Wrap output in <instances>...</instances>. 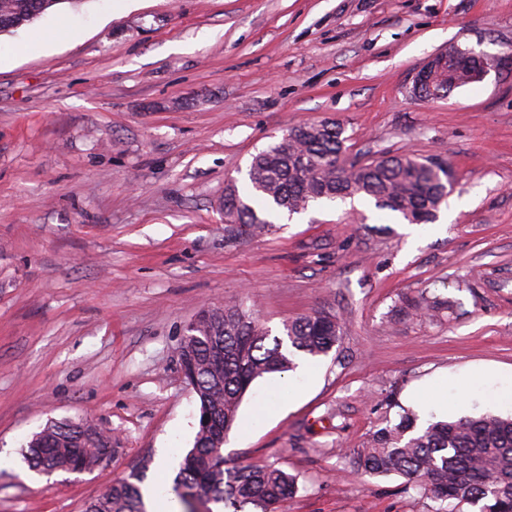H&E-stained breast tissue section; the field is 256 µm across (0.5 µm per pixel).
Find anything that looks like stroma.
Segmentation results:
<instances>
[{
	"instance_id": "stroma-1",
	"label": "stroma",
	"mask_w": 512,
	"mask_h": 512,
	"mask_svg": "<svg viewBox=\"0 0 512 512\" xmlns=\"http://www.w3.org/2000/svg\"><path fill=\"white\" fill-rule=\"evenodd\" d=\"M71 39L52 34L60 22ZM26 52H16L21 41ZM497 60L441 99L412 75L449 47ZM333 119L348 160L431 157L454 172L408 242L373 201L321 200L264 233H228L224 187L297 124ZM450 308L416 317L410 304ZM246 300L272 332L337 317L315 376L257 379L224 465L297 479L278 512H474L350 454L414 411L512 413V0H64L0 34V512H85L113 482L172 487L198 403L178 346L199 312ZM297 394L265 409L283 385ZM88 420L115 452L45 475L49 422Z\"/></svg>"
}]
</instances>
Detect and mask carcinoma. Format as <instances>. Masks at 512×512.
<instances>
[{
	"label": "carcinoma",
	"instance_id": "obj_1",
	"mask_svg": "<svg viewBox=\"0 0 512 512\" xmlns=\"http://www.w3.org/2000/svg\"><path fill=\"white\" fill-rule=\"evenodd\" d=\"M64 0H0V32L33 21ZM484 56L456 50L448 80L449 93L474 83ZM344 129L331 121L288 129L282 140L253 156L252 192L240 194L235 182L224 187V220L239 234L271 227L253 206L299 213L318 200L356 197L374 200L376 208L397 212L410 224H431L453 185L448 165L433 158L383 157L365 164L345 159ZM343 335L341 322L329 315L298 317L272 334L242 301L203 311L189 331L194 370L192 388L199 401L198 431L174 479L182 512H189V491L233 512H277L295 493V478L271 466L224 467V437L232 429L239 404L252 383L271 373L296 368L299 353L328 354ZM112 454V440L91 433L86 423L56 422L27 444L31 468L46 474L85 471ZM354 472L363 476L406 478L423 493L441 501L457 500L479 512H512V416H461L436 421L423 429L408 416L376 431L371 447L353 453ZM137 478L113 483L93 499L86 512H145Z\"/></svg>",
	"mask_w": 512,
	"mask_h": 512
}]
</instances>
